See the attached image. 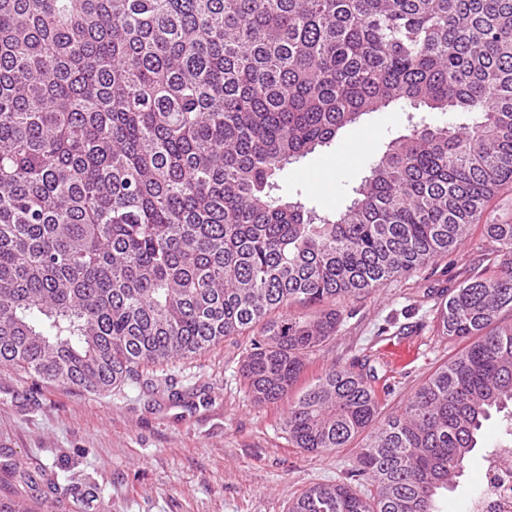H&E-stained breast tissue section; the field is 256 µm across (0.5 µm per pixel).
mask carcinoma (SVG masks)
<instances>
[{
    "mask_svg": "<svg viewBox=\"0 0 512 512\" xmlns=\"http://www.w3.org/2000/svg\"><path fill=\"white\" fill-rule=\"evenodd\" d=\"M401 102L466 122L392 139L341 211L275 193ZM507 183L512 0H0V366L100 391L251 332L239 371L274 403L344 301L481 228L435 311L464 347L401 413L355 362L289 403L297 448L362 439L289 512H438L484 422L512 436V224L481 223Z\"/></svg>",
    "mask_w": 512,
    "mask_h": 512,
    "instance_id": "carcinoma-1",
    "label": "carcinoma"
}]
</instances>
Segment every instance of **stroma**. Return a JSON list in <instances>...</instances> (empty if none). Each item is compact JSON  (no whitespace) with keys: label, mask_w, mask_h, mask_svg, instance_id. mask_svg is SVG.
I'll use <instances>...</instances> for the list:
<instances>
[{"label":"stroma","mask_w":512,"mask_h":512,"mask_svg":"<svg viewBox=\"0 0 512 512\" xmlns=\"http://www.w3.org/2000/svg\"><path fill=\"white\" fill-rule=\"evenodd\" d=\"M411 109L363 116L331 146L287 165L280 193L317 210L348 205L384 146L412 127ZM481 234L410 279L346 300L335 336L313 354L310 383L331 365L368 360L389 391L382 414L401 412L427 376L459 349L434 336L436 302L484 266ZM248 336L200 354L140 370L99 393L33 378L0 366V499L24 495L51 512H288L289 501L316 483H334L357 464L355 448L308 453L280 427L287 401L254 403L239 373ZM486 421L444 512H467L482 482L484 449L499 440ZM37 472L19 482L16 465Z\"/></svg>","instance_id":"stroma-1"}]
</instances>
